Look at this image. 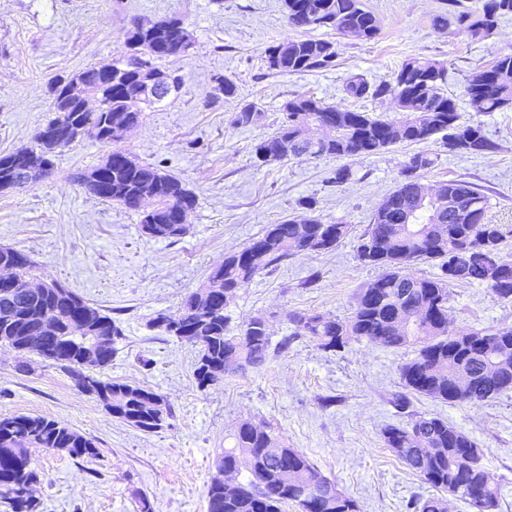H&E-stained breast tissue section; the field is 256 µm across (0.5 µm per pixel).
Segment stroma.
Wrapping results in <instances>:
<instances>
[{
    "mask_svg": "<svg viewBox=\"0 0 512 512\" xmlns=\"http://www.w3.org/2000/svg\"><path fill=\"white\" fill-rule=\"evenodd\" d=\"M377 20L374 39H335L334 68L296 74L270 71L267 46L299 36L289 27L284 0H0V153L36 147L51 116L49 82L89 66L111 64L138 18L177 17L190 31L189 55L164 61L183 78L178 95L145 112L122 143L136 161L179 177L196 194L189 230L175 241L139 229L138 212L102 201L77 181L107 148L86 136L54 159V172L22 190L0 193V246L27 253L44 272L91 305L119 320L126 338L99 375L167 397L171 415L144 432L112 417L83 392L76 375L37 356L20 361L0 348V414L44 416L93 439L98 454L75 459L34 448L33 486L41 512H136L144 493L156 512H207V486L217 451L230 446L237 425L262 422L283 435L329 480L357 500L360 512H413L411 503L434 490L385 448L382 431L402 418L391 404L400 389L399 368L413 348L389 349L351 341L326 352L294 338L293 317L320 313L347 318L355 294L379 271L361 264L355 237L396 186L417 152L434 158L422 181L476 184L490 200L488 219L512 229V109L472 111L466 78L500 52H512V17L477 41L432 26L446 0H364ZM411 56L448 67L449 94L464 121L481 123L499 145L480 156L449 152L435 138L397 145L353 162V180L337 184L335 158H302L258 165L254 145L271 134L283 104L313 96L339 109L385 112L386 102L355 100L343 92L346 77L390 79ZM232 77L238 95L207 104L216 77ZM255 104V123H233L241 105ZM312 200L326 221L351 225L352 234L329 252L289 258L256 275L229 302L231 328L262 314L272 343L292 336L288 350L266 363L200 389L193 375L197 348L150 327L160 312L177 311L184 298L226 253L238 250L269 224L302 214ZM448 319L457 328L512 325V302L486 286L449 288ZM411 410L441 417L486 452L485 465L499 486V512H512V392L479 406L452 405L423 396Z\"/></svg>",
    "mask_w": 512,
    "mask_h": 512,
    "instance_id": "obj_1",
    "label": "stroma"
}]
</instances>
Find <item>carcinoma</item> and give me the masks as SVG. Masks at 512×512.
Instances as JSON below:
<instances>
[{
	"instance_id": "carcinoma-1",
	"label": "carcinoma",
	"mask_w": 512,
	"mask_h": 512,
	"mask_svg": "<svg viewBox=\"0 0 512 512\" xmlns=\"http://www.w3.org/2000/svg\"><path fill=\"white\" fill-rule=\"evenodd\" d=\"M293 28H326L338 35L371 40L379 32L377 19L362 0H285ZM512 15V0H484L477 12L462 0H448L437 15L439 31L464 33L474 40L491 38L501 17ZM193 46L184 23L176 18L143 20L126 33L125 51L112 65L89 67L79 73L84 92L100 103L96 140L112 148V163L91 167L96 181L79 180L90 194L140 212V231L154 239L183 237L181 224L196 203V195L181 179L149 163L132 160L119 146L140 125L143 113L182 88V78L165 71L168 81L151 85L145 71L162 70L161 62L184 56ZM269 69L280 73L323 70L336 66L337 48L316 36L283 39L266 51ZM57 77L49 85L52 117L36 135L38 148L0 154V181L10 176L20 189L31 180L49 176L51 157L71 145L45 139V131L68 128L86 119L77 111ZM447 68L433 60L410 57L390 80L371 83L361 75L348 77L344 93L355 100L404 99L397 115L366 111L336 112L313 97H295L283 105L277 129L254 146L262 165L304 157L361 159L395 145L431 140L441 133L455 143L448 151L485 155L497 150L479 123L461 122L457 101L448 96ZM469 104L476 112L512 108V53H500L467 79ZM237 96L236 83L215 79L212 101ZM260 116L244 104L233 124L249 126ZM434 160L417 153L410 157L395 189L372 214L368 228L357 237L356 257L383 273L354 298L344 321L323 314L294 319L295 331L276 346L281 352L299 337H307L324 351L336 352L350 341L391 348L417 347L416 356L400 369L402 391L391 404L406 412L410 397L420 395L452 404L478 406L512 391V326L456 330L448 322V286L453 282L487 283V274L501 268L499 282L490 286L499 299L512 302V261L503 257L506 232L487 223L489 198L477 186L448 180L429 191L421 172ZM303 219L268 224L241 249L224 255L210 274L187 296L174 314L159 313L151 326L199 349L194 375L201 389L224 383L228 373H245L264 365L271 338L262 315L244 321L238 333L229 329L227 299L246 287L256 274L281 261L336 246L352 231L351 225L325 222L314 215V203ZM469 240L472 247L463 248ZM418 262H434L431 277L408 273ZM13 268L17 282L41 281L42 288L0 285V344L20 356L35 354L77 372L94 385L95 396L112 402L111 415L142 431L152 432L171 415L165 396L112 380L84 374L102 369L117 352L125 334L121 323L103 314L57 280L46 276L28 255L0 246V264ZM388 448L437 491L464 500L471 512H498L500 494L484 464V449L466 433L440 417L418 416L404 426L389 425L382 432ZM231 447L215 456V474L207 488L208 512H359L356 500L339 490L284 437L262 423L244 420ZM47 448L81 459L98 454L93 441L72 428L41 416L0 415V499L11 512H38L40 502L30 494L37 482L27 449ZM246 468L249 480L227 492L219 474ZM308 489L306 495L300 489ZM414 512H447V500L428 497L413 503Z\"/></svg>"
}]
</instances>
